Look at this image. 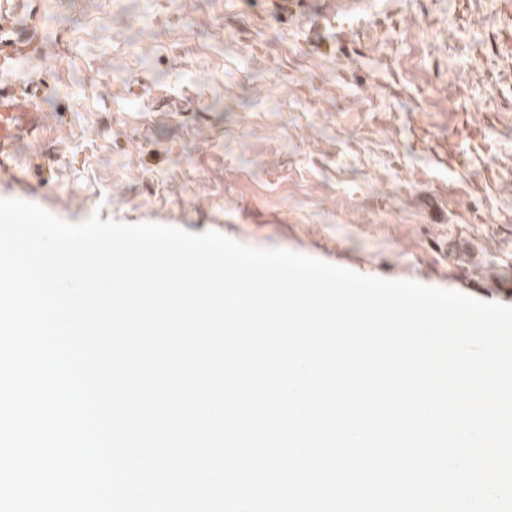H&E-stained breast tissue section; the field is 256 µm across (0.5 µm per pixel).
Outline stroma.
<instances>
[{"label":"stroma","instance_id":"obj_1","mask_svg":"<svg viewBox=\"0 0 512 512\" xmlns=\"http://www.w3.org/2000/svg\"><path fill=\"white\" fill-rule=\"evenodd\" d=\"M28 0L0 74L43 123L0 198L219 232L512 305L501 0Z\"/></svg>","mask_w":512,"mask_h":512}]
</instances>
